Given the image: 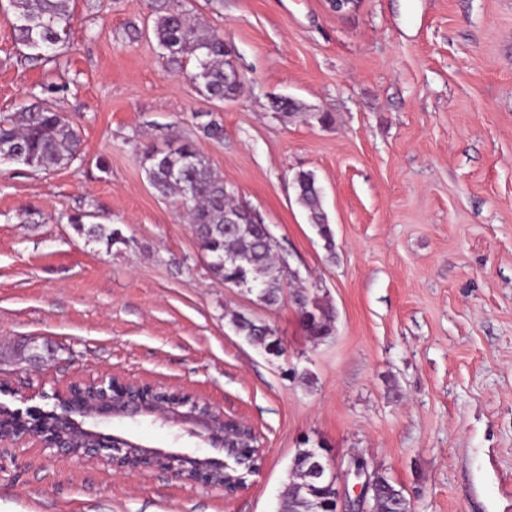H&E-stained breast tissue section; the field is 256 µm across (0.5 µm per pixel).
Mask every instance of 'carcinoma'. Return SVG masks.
Returning a JSON list of instances; mask_svg holds the SVG:
<instances>
[{
    "label": "carcinoma",
    "mask_w": 512,
    "mask_h": 512,
    "mask_svg": "<svg viewBox=\"0 0 512 512\" xmlns=\"http://www.w3.org/2000/svg\"><path fill=\"white\" fill-rule=\"evenodd\" d=\"M16 23L18 43L38 51L34 60L60 62L57 50L69 41L72 29V0H8ZM152 32L157 45L178 68L192 63L193 79L207 98L222 102L235 98L242 83L230 78L231 62L227 61L226 43L219 32L207 28L192 17L176 0H151ZM62 88L48 83L21 111L0 117V160L24 165L33 171L51 172L71 165L80 157L81 138L65 116L55 110L52 99ZM196 124L202 136L220 142L224 126L210 113ZM147 179L163 198L180 202L187 213L208 258V269L224 284L247 282V291L262 304L272 307L280 303L284 292L296 299V312L307 334L317 342L332 336L336 329L335 310L320 298L313 288H300L301 278L286 274L277 241L269 235L265 224L252 222L245 205L235 203L233 191L218 176L186 135L177 137L166 150L149 146L143 150ZM297 201L306 211L309 223L324 242L326 251L335 254L336 242L323 208V193L311 172L300 171L294 178ZM239 214L237 223L228 224L224 215ZM68 220L77 231L95 241L108 244L125 242L121 232L100 224L85 226L82 216ZM233 330L249 343L268 354L283 353L281 340L265 321L243 312L226 313ZM334 494L329 481L319 482L311 476L307 449L296 450L287 481L280 494L277 512H328ZM404 489L386 475L382 476L372 501L377 512H398Z\"/></svg>",
    "instance_id": "carcinoma-1"
}]
</instances>
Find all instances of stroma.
<instances>
[{
  "instance_id": "stroma-1",
  "label": "stroma",
  "mask_w": 512,
  "mask_h": 512,
  "mask_svg": "<svg viewBox=\"0 0 512 512\" xmlns=\"http://www.w3.org/2000/svg\"><path fill=\"white\" fill-rule=\"evenodd\" d=\"M184 3L234 51L233 101L206 98L153 36L128 41L148 0H73L57 65L31 61L0 0V117L62 84L55 107L82 140L49 173L0 163V383L13 388L0 402L25 392L49 410L70 381L108 372L182 389L247 420L262 465L228 498L162 470L0 446V512H276L307 441L385 471L414 512H512V0ZM284 98L293 116L277 114ZM198 112L224 126L200 152L335 308L331 338L314 342L292 302L224 287L150 186L143 147L192 134ZM301 171L323 189L335 253L296 201ZM71 214L124 243L89 239ZM228 310L269 323L283 355L237 336ZM105 428L224 457L159 419Z\"/></svg>"
}]
</instances>
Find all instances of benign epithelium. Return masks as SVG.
Returning a JSON list of instances; mask_svg holds the SVG:
<instances>
[{"label":"benign epithelium","mask_w":512,"mask_h":512,"mask_svg":"<svg viewBox=\"0 0 512 512\" xmlns=\"http://www.w3.org/2000/svg\"><path fill=\"white\" fill-rule=\"evenodd\" d=\"M144 417L187 426L193 434L205 433L214 445H223L233 430L248 429L246 422L228 416L214 406L180 391L127 381L106 373L93 381L74 380L59 395L55 409L38 407L11 409L0 404V443L17 444L34 439L47 448H56L87 460L105 459L114 467L130 471L162 469L192 483L218 486L231 497L245 485L246 476L260 467L262 450L254 442L232 449L233 462H217L210 457L183 451L153 448L122 435L106 433L102 427L113 418L136 421ZM310 471L317 480L327 474L336 477L335 505L344 512H371L376 492L377 471L341 470L321 448L310 449ZM352 474L360 483L355 498L347 496L341 475Z\"/></svg>","instance_id":"obj_1"}]
</instances>
